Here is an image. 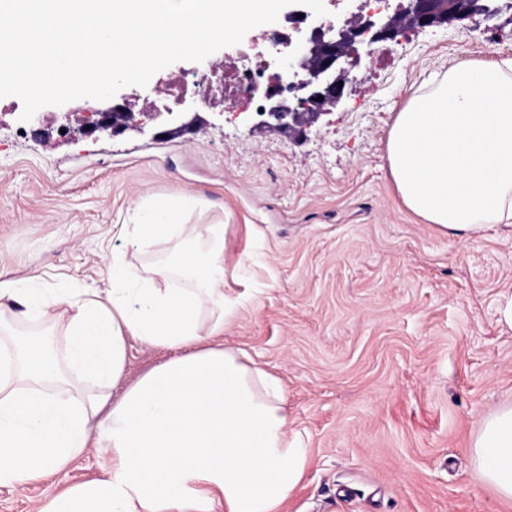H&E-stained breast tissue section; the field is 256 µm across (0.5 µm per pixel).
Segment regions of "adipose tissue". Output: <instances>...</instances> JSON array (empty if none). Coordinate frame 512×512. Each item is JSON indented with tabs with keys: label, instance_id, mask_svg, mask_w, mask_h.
I'll list each match as a JSON object with an SVG mask.
<instances>
[{
	"label": "adipose tissue",
	"instance_id": "adipose-tissue-1",
	"mask_svg": "<svg viewBox=\"0 0 512 512\" xmlns=\"http://www.w3.org/2000/svg\"><path fill=\"white\" fill-rule=\"evenodd\" d=\"M387 156L404 205L437 230L512 226V58L449 69L412 95ZM120 232L141 250L175 249L145 277L113 255L104 295L0 280V299L36 315L55 306L70 336L60 358L41 339L0 340V485L62 470L93 445L104 478L47 494L35 512H280L308 451L278 381L222 339L240 305L224 291L225 225L184 224L162 206ZM131 337L174 356L115 400ZM74 372L100 391L77 395ZM473 456L512 500V405L483 420Z\"/></svg>",
	"mask_w": 512,
	"mask_h": 512
}]
</instances>
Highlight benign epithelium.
Returning <instances> with one entry per match:
<instances>
[{
  "mask_svg": "<svg viewBox=\"0 0 512 512\" xmlns=\"http://www.w3.org/2000/svg\"><path fill=\"white\" fill-rule=\"evenodd\" d=\"M392 14L381 11L352 13L332 22L314 15L306 6L291 9L286 19L294 33L275 30L270 41L279 58L273 90L267 93L263 112L256 113V128L299 135L342 99L350 67L361 59L366 39H395L405 28L448 24L480 15L487 19L500 12L498 0H405ZM323 100H317V97ZM83 136L107 133L113 137L128 131L152 138H170L206 129L209 122L194 103L180 112H131L110 99L106 108H87L74 115Z\"/></svg>",
  "mask_w": 512,
  "mask_h": 512,
  "instance_id": "benign-epithelium-1",
  "label": "benign epithelium"
}]
</instances>
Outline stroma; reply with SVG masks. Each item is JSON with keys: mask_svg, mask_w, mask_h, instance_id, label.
I'll return each instance as SVG.
<instances>
[{"mask_svg": "<svg viewBox=\"0 0 512 512\" xmlns=\"http://www.w3.org/2000/svg\"><path fill=\"white\" fill-rule=\"evenodd\" d=\"M512 58V10L406 30L362 58L331 114L298 137L251 129L253 103L204 111L205 132L171 139L70 138L56 130L89 99L47 106L52 138L23 134L22 101L0 98V275L36 288L107 292L172 252L119 234L139 211L178 201V220L224 224V327L277 377L288 430L308 448L281 512H512L477 472L483 418L512 405V231L462 240L402 202L387 140L415 91L476 59ZM170 351L127 341L120 396ZM96 448L25 487L0 512H34L47 490L101 479Z\"/></svg>", "mask_w": 512, "mask_h": 512, "instance_id": "obj_1", "label": "stroma"}]
</instances>
